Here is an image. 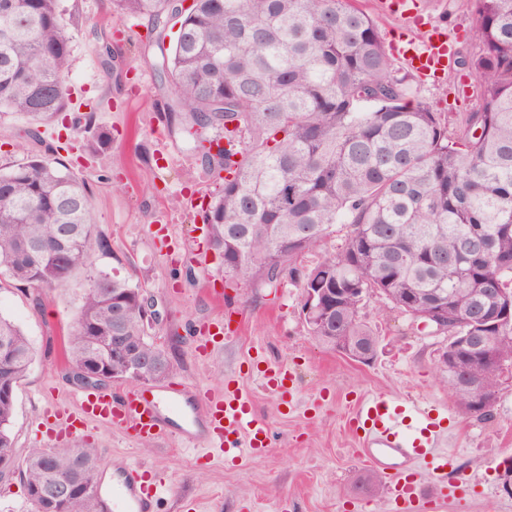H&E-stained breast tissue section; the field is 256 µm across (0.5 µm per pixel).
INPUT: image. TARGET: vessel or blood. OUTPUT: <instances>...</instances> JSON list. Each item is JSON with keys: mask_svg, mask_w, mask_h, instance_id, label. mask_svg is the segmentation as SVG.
Listing matches in <instances>:
<instances>
[{"mask_svg": "<svg viewBox=\"0 0 512 512\" xmlns=\"http://www.w3.org/2000/svg\"><path fill=\"white\" fill-rule=\"evenodd\" d=\"M404 56L426 79L437 78L455 62L453 45L442 31L423 43H409ZM75 399L76 410L56 405L50 411L46 424L50 442L72 438L102 423L136 439L172 438L202 456L215 452L227 460L271 444L269 422L256 415L250 399L232 379L219 393L145 383L114 391L82 388ZM418 416L419 424L411 425L402 406L376 394L359 400L348 427L359 439L362 455L388 473L398 460L427 466L430 479L425 483L389 473L388 493L395 512H416L422 500L434 502L437 512H445L456 493L448 483V470L455 461L454 451L446 447L450 428L432 410H420ZM170 491L160 475L128 464L111 491H99L97 501L102 512H159L161 500Z\"/></svg>", "mask_w": 512, "mask_h": 512, "instance_id": "obj_1", "label": "vessel or blood"}]
</instances>
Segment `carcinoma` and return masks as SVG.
Instances as JSON below:
<instances>
[{
  "instance_id": "obj_1",
  "label": "carcinoma",
  "mask_w": 512,
  "mask_h": 512,
  "mask_svg": "<svg viewBox=\"0 0 512 512\" xmlns=\"http://www.w3.org/2000/svg\"><path fill=\"white\" fill-rule=\"evenodd\" d=\"M119 15L147 21L160 50L158 71L172 98L164 118L194 143L210 170L227 172L204 211L210 245L224 253V284L348 288L331 298L326 336L377 333L362 311L376 297L426 327L431 301L457 312L448 324L454 361L442 381L471 413L461 383L476 375L496 391L512 367V329L492 325L512 291V0H473L479 51L458 61L474 78L480 110L455 127L394 74L374 20L351 0H111ZM180 31L165 45L168 22ZM72 33L60 0H0V115L19 113L38 128L72 111L67 77ZM76 117L85 150L106 149L98 104ZM215 131L212 137L197 136ZM226 139L211 156L203 141ZM0 169V288H65L79 273L66 341L67 370L93 372L125 336L128 360L149 361L155 380L173 372L143 312L141 288L97 270L112 250L95 220L89 184L46 146ZM346 228L337 251L305 267L298 259ZM68 232V239L63 233ZM65 243H60V240ZM480 307L483 321L469 319ZM36 351L0 315V461L28 490L47 489L82 462L76 481L95 509L99 449L86 443L32 450L17 461L10 426L15 390Z\"/></svg>"
}]
</instances>
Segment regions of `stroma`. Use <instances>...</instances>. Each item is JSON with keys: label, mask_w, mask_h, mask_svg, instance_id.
Masks as SVG:
<instances>
[{"label": "stroma", "mask_w": 512, "mask_h": 512, "mask_svg": "<svg viewBox=\"0 0 512 512\" xmlns=\"http://www.w3.org/2000/svg\"><path fill=\"white\" fill-rule=\"evenodd\" d=\"M361 4L414 99L451 116L478 110L476 95L456 92L461 69L434 82L420 79L395 48L408 33L404 20L385 12L380 0ZM62 6L64 24L82 22L71 43V93L98 103L96 122L112 142L97 155H83L85 134L68 120L41 127L40 137L59 147L60 158L89 183L98 227L112 241L110 255L97 257L95 265L133 279L157 300L163 320L153 336L171 353V382L220 391L229 376L238 375L272 432V446L263 453L234 461L215 454L201 463L196 451L177 441L147 444L100 425L91 441L104 455L105 473L139 463L167 476L173 493L160 512H390L387 490L359 492L372 465L360 458L347 427L359 399L383 394L447 414L448 445L457 455L448 480L459 489L446 512H512L501 479L512 466V375L503 377L489 415L470 416L460 411L436 368L447 334L417 326L370 299L363 316L378 333L379 346L370 362L361 363L309 336L300 316V288L288 284L273 291L245 282L225 287L223 260L199 231L201 209L220 181L164 118L167 97L158 88L146 21L112 14L109 0H62ZM417 10L423 19L417 37L437 27L455 35L457 56L476 51L472 0H417ZM105 37L124 59L121 77L100 65L98 45ZM74 297L71 287L46 290L36 306L21 284L0 289V315L15 321L37 352L15 393L11 432L18 458L49 447L43 411L68 401L74 390L65 379L62 353ZM226 317L230 337L209 357H199L190 327ZM283 364L297 372L287 404L261 381L264 370Z\"/></svg>", "instance_id": "obj_1"}]
</instances>
